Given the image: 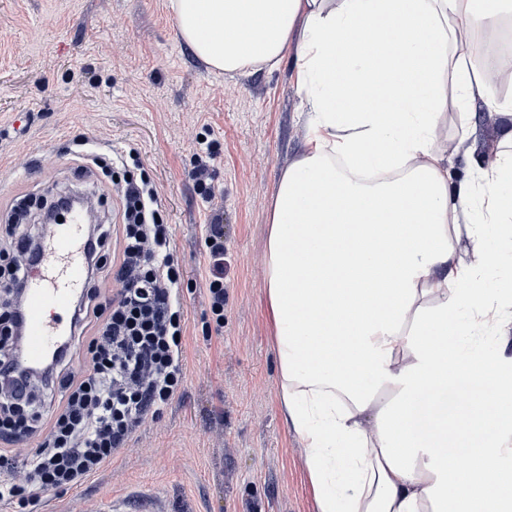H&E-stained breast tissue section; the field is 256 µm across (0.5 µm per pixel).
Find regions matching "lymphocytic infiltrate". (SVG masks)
Masks as SVG:
<instances>
[{
  "mask_svg": "<svg viewBox=\"0 0 512 512\" xmlns=\"http://www.w3.org/2000/svg\"><path fill=\"white\" fill-rule=\"evenodd\" d=\"M117 185L121 222L93 230L78 333L40 382L19 375L13 333L36 238L24 224L0 237V504L10 512H36L46 493L77 489L111 465L184 383L181 274L162 200L148 173ZM209 237V312L220 330L223 225L211 224Z\"/></svg>",
  "mask_w": 512,
  "mask_h": 512,
  "instance_id": "obj_1",
  "label": "lymphocytic infiltrate"
}]
</instances>
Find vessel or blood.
Listing matches in <instances>:
<instances>
[{
    "label": "vessel or blood",
    "mask_w": 512,
    "mask_h": 512,
    "mask_svg": "<svg viewBox=\"0 0 512 512\" xmlns=\"http://www.w3.org/2000/svg\"><path fill=\"white\" fill-rule=\"evenodd\" d=\"M97 217L98 207L92 201L67 220L42 229L40 264L24 285L22 340L23 354L29 363L44 361L63 336L70 333L68 316L87 285L85 234ZM109 509L110 512H163L154 498L135 503L116 498Z\"/></svg>",
    "instance_id": "1"
}]
</instances>
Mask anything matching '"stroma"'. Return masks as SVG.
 Masks as SVG:
<instances>
[{"instance_id":"obj_1","label":"stroma","mask_w":512,"mask_h":512,"mask_svg":"<svg viewBox=\"0 0 512 512\" xmlns=\"http://www.w3.org/2000/svg\"><path fill=\"white\" fill-rule=\"evenodd\" d=\"M286 49L274 70L230 78L182 41L168 0H0V225L19 197L99 188L101 217L121 207L86 153L134 152L172 227L185 285V380L112 464L39 512H106L115 497L154 495L165 512H315L302 443L279 410L278 361L264 294L268 216L283 171L304 152L302 98ZM471 151L455 150L461 128ZM504 122L449 106L448 180L472 179ZM220 142L196 190L199 138ZM224 224V327L211 330L207 225Z\"/></svg>"}]
</instances>
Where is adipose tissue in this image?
I'll use <instances>...</instances> for the list:
<instances>
[{
	"label": "adipose tissue",
	"mask_w": 512,
	"mask_h": 512,
	"mask_svg": "<svg viewBox=\"0 0 512 512\" xmlns=\"http://www.w3.org/2000/svg\"><path fill=\"white\" fill-rule=\"evenodd\" d=\"M224 73L295 49L308 146L282 174L265 255L281 412L317 512H512V365L466 343L512 295L481 273L512 234V153L448 182L449 96L512 124V60L480 40L512 0H169ZM452 224L483 228L470 265Z\"/></svg>",
	"instance_id": "ef3b65f1"
}]
</instances>
